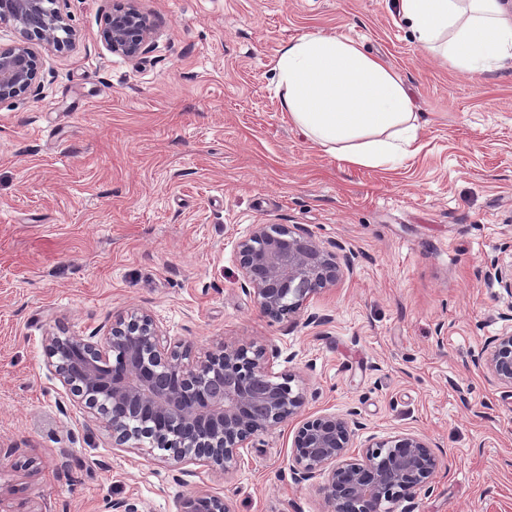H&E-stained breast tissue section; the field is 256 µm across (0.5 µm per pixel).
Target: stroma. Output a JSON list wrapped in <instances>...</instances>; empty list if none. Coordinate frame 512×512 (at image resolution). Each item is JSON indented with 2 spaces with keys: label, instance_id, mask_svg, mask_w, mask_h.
Returning a JSON list of instances; mask_svg holds the SVG:
<instances>
[{
  "label": "stroma",
  "instance_id": "1",
  "mask_svg": "<svg viewBox=\"0 0 512 512\" xmlns=\"http://www.w3.org/2000/svg\"><path fill=\"white\" fill-rule=\"evenodd\" d=\"M112 6L67 0L79 41L37 43L39 84L0 103V484L13 489L0 512H104L127 496L181 512L202 490L232 512H323L317 484L290 479L289 426L219 480L114 448L86 420L44 339L58 321L104 336L126 308L199 349L232 336L278 351L304 415L359 412L356 445L430 438L442 465L394 512H512V391L470 361L512 327V296L486 276L512 267V67H441L395 0H140L155 35L128 59L103 38ZM316 31L403 80L423 123L414 156L349 167L288 124L274 61ZM257 224L336 251L339 281L293 322L242 289L237 243ZM26 459L35 474L16 469Z\"/></svg>",
  "mask_w": 512,
  "mask_h": 512
}]
</instances>
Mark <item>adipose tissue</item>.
Listing matches in <instances>:
<instances>
[{
    "label": "adipose tissue",
    "instance_id": "ef3b65f1",
    "mask_svg": "<svg viewBox=\"0 0 512 512\" xmlns=\"http://www.w3.org/2000/svg\"><path fill=\"white\" fill-rule=\"evenodd\" d=\"M424 52L462 75L512 65V19L499 0H396ZM275 69L282 112L324 152L380 167L413 155L421 128L403 81L344 35L309 33L283 46Z\"/></svg>",
    "mask_w": 512,
    "mask_h": 512
}]
</instances>
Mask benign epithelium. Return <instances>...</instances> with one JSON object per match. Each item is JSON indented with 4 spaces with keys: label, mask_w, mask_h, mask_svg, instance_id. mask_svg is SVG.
<instances>
[{
    "label": "benign epithelium",
    "mask_w": 512,
    "mask_h": 512,
    "mask_svg": "<svg viewBox=\"0 0 512 512\" xmlns=\"http://www.w3.org/2000/svg\"><path fill=\"white\" fill-rule=\"evenodd\" d=\"M63 0H0V25L18 38L0 45V101L32 91L40 77L32 41L73 43L79 33L60 8ZM124 0L110 16V50L134 59L145 54L154 25ZM242 289L273 321L297 314L311 297L340 278L336 253L313 236L285 224H256L238 244ZM49 365L70 394L112 432V446L148 454L172 471L201 464L219 478L240 466L241 449L259 435L293 424L291 479H318L325 512H392L428 489L439 466L429 439L401 433L369 439L351 452L364 428L358 412L304 417L300 375L274 372L273 358L255 342L228 339L196 351L162 334L140 309L112 314L102 341L68 333L64 325L45 338ZM475 366L512 390V331H503L472 355ZM134 498L110 501L107 512H142ZM181 512H231L224 497L209 491L183 499Z\"/></svg>",
    "instance_id": "obj_1"
}]
</instances>
